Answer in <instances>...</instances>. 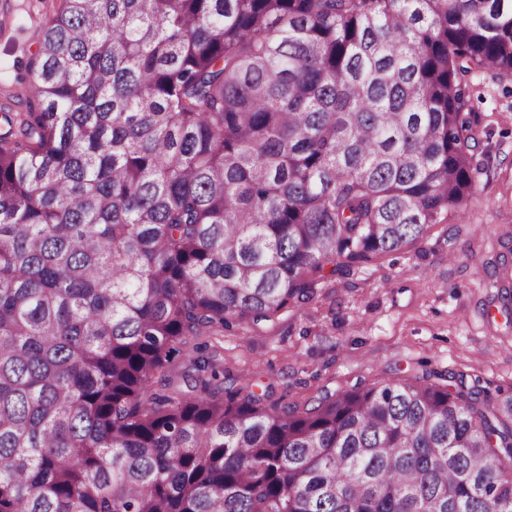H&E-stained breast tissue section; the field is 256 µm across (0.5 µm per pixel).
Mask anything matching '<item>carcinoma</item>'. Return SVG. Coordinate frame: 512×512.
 Here are the masks:
<instances>
[{"label":"carcinoma","instance_id":"1","mask_svg":"<svg viewBox=\"0 0 512 512\" xmlns=\"http://www.w3.org/2000/svg\"><path fill=\"white\" fill-rule=\"evenodd\" d=\"M481 68L512 0H60L0 133V512H512V395L172 366L462 216Z\"/></svg>","mask_w":512,"mask_h":512}]
</instances>
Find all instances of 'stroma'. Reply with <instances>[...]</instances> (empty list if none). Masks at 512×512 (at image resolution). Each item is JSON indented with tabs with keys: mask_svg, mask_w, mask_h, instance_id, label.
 <instances>
[{
	"mask_svg": "<svg viewBox=\"0 0 512 512\" xmlns=\"http://www.w3.org/2000/svg\"><path fill=\"white\" fill-rule=\"evenodd\" d=\"M59 0L0 7V113L26 111L27 64ZM480 142L476 193L462 219L314 293L275 318L206 342L231 377L250 375L267 405L303 410L325 393L404 377L455 376L490 401L512 393V79L468 76Z\"/></svg>",
	"mask_w": 512,
	"mask_h": 512,
	"instance_id": "obj_1",
	"label": "stroma"
}]
</instances>
